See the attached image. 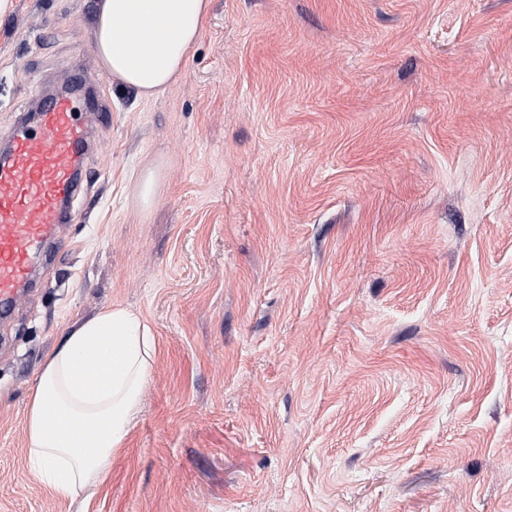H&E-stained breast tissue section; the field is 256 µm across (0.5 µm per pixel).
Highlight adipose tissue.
I'll list each match as a JSON object with an SVG mask.
<instances>
[{
    "label": "adipose tissue",
    "mask_w": 512,
    "mask_h": 512,
    "mask_svg": "<svg viewBox=\"0 0 512 512\" xmlns=\"http://www.w3.org/2000/svg\"><path fill=\"white\" fill-rule=\"evenodd\" d=\"M209 0H98L100 65L146 99L183 73ZM156 355L152 328L119 304L74 324L47 359L26 414L31 473L62 498L97 485L141 410Z\"/></svg>",
    "instance_id": "ef3b65f1"
}]
</instances>
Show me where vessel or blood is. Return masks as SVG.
I'll use <instances>...</instances> for the list:
<instances>
[{"label": "vessel or blood", "mask_w": 512, "mask_h": 512, "mask_svg": "<svg viewBox=\"0 0 512 512\" xmlns=\"http://www.w3.org/2000/svg\"><path fill=\"white\" fill-rule=\"evenodd\" d=\"M79 102L56 95L35 122H20L0 160V316L22 298L34 262L47 245H61L64 204L80 189L90 150V123L102 108L79 117Z\"/></svg>", "instance_id": "vessel-or-blood-1"}]
</instances>
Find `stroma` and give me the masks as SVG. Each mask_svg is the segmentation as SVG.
<instances>
[{"label": "stroma", "mask_w": 512, "mask_h": 512, "mask_svg": "<svg viewBox=\"0 0 512 512\" xmlns=\"http://www.w3.org/2000/svg\"><path fill=\"white\" fill-rule=\"evenodd\" d=\"M95 16L0 17V137L96 64ZM101 95L68 241L0 321V512H512V0H210L165 93ZM112 304L155 362L64 500L27 401Z\"/></svg>", "instance_id": "1"}]
</instances>
